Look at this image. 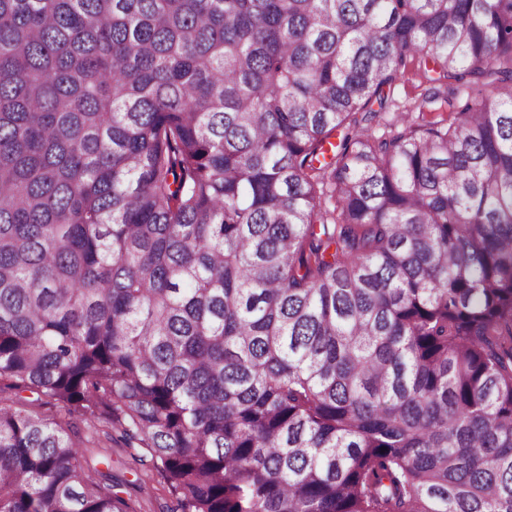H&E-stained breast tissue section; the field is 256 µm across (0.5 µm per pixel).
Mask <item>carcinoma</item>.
Instances as JSON below:
<instances>
[{"mask_svg": "<svg viewBox=\"0 0 512 512\" xmlns=\"http://www.w3.org/2000/svg\"><path fill=\"white\" fill-rule=\"evenodd\" d=\"M7 391L172 512H512V0H0ZM77 435L0 512H124ZM21 396L25 399V401H23L25 409L33 411L39 416L50 421H68L66 412L53 402L48 403L45 400H42L41 402L35 401L37 395L30 392H23L21 393ZM82 429L85 460L107 475L102 482L112 484V493L123 500L126 512H171L172 497L161 475L132 460L133 453H146L142 445L128 447L116 429H112V442L101 431L95 434ZM104 457L112 459L109 467L101 462Z\"/></svg>", "mask_w": 512, "mask_h": 512, "instance_id": "obj_1", "label": "carcinoma"}]
</instances>
